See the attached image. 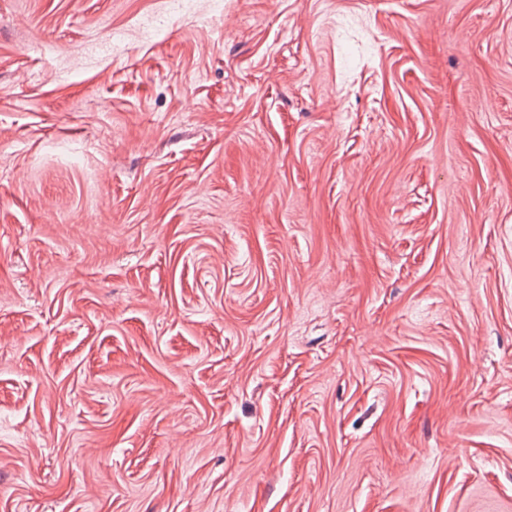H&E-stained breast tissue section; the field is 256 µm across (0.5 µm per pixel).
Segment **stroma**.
<instances>
[{
    "instance_id": "stroma-1",
    "label": "stroma",
    "mask_w": 512,
    "mask_h": 512,
    "mask_svg": "<svg viewBox=\"0 0 512 512\" xmlns=\"http://www.w3.org/2000/svg\"><path fill=\"white\" fill-rule=\"evenodd\" d=\"M0 512H512V0H0Z\"/></svg>"
}]
</instances>
